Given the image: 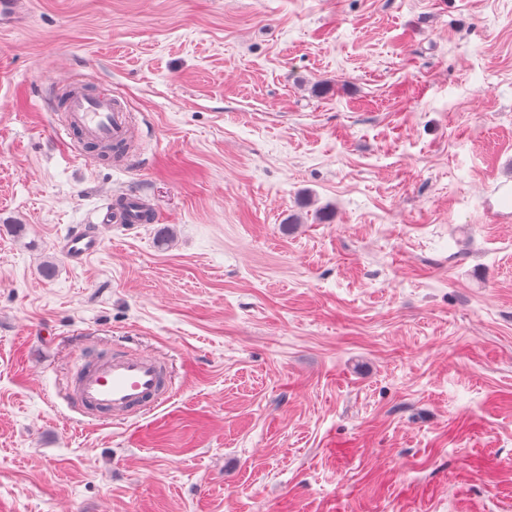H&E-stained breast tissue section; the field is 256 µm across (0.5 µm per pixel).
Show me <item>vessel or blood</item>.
<instances>
[{"label":"vessel or blood","instance_id":"obj_1","mask_svg":"<svg viewBox=\"0 0 512 512\" xmlns=\"http://www.w3.org/2000/svg\"><path fill=\"white\" fill-rule=\"evenodd\" d=\"M32 13L31 0H0V32L26 23ZM63 121L55 125L59 141L93 143L103 150L121 149L122 161H130L129 148L136 136L132 115L108 89L88 92L82 81L70 82L63 93ZM123 209L105 207L95 223L67 233L60 252L79 264L102 247L100 226L134 224L141 199L127 193ZM173 390L165 363L155 354L129 350L109 358H90L85 369L70 383L68 393L77 410L98 419H128L160 407Z\"/></svg>","mask_w":512,"mask_h":512}]
</instances>
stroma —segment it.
<instances>
[{
  "label": "stroma",
  "mask_w": 512,
  "mask_h": 512,
  "mask_svg": "<svg viewBox=\"0 0 512 512\" xmlns=\"http://www.w3.org/2000/svg\"><path fill=\"white\" fill-rule=\"evenodd\" d=\"M69 79L145 166L65 150ZM506 177L512 0H33L0 34V512H512ZM127 191L164 223L66 260ZM123 348L174 396L73 412Z\"/></svg>",
  "instance_id": "stroma-1"
}]
</instances>
